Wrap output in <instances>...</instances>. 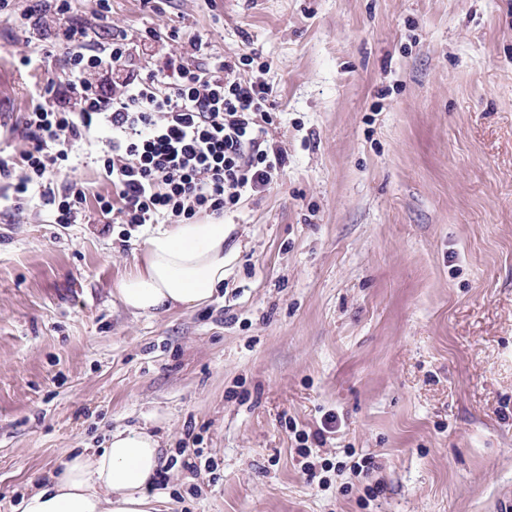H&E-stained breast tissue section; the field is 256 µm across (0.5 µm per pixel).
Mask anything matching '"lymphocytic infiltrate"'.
Instances as JSON below:
<instances>
[{"label": "lymphocytic infiltrate", "mask_w": 512, "mask_h": 512, "mask_svg": "<svg viewBox=\"0 0 512 512\" xmlns=\"http://www.w3.org/2000/svg\"><path fill=\"white\" fill-rule=\"evenodd\" d=\"M71 9V0H38L32 10L53 31L40 50L65 51V80L47 86L25 113L20 152L0 154V200L10 209L37 199L56 223H82L87 194L70 178L78 164L73 145L92 134L106 139L96 162L116 196L99 202L108 225L218 218L284 171L288 157L265 126L274 103L263 82L236 78L232 63L206 67L183 55L167 60L165 75L141 73L127 33L87 45Z\"/></svg>", "instance_id": "f902f5d3"}]
</instances>
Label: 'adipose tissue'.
<instances>
[{"label":"adipose tissue","mask_w":512,"mask_h":512,"mask_svg":"<svg viewBox=\"0 0 512 512\" xmlns=\"http://www.w3.org/2000/svg\"><path fill=\"white\" fill-rule=\"evenodd\" d=\"M230 225L170 224L153 231L142 258L117 285L136 316L204 304L224 284ZM164 464L160 439L147 429L115 428L102 450L79 453L22 499V512H153L150 490Z\"/></svg>","instance_id":"adipose-tissue-1"}]
</instances>
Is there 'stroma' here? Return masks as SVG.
<instances>
[{"label": "stroma", "mask_w": 512, "mask_h": 512, "mask_svg": "<svg viewBox=\"0 0 512 512\" xmlns=\"http://www.w3.org/2000/svg\"><path fill=\"white\" fill-rule=\"evenodd\" d=\"M35 5L0 17V150L64 78L59 51L18 65ZM110 5L72 20L144 69L254 55L288 163L225 210L223 288L157 317L117 298L152 228L100 224L97 141L88 223L0 209V512L118 426L161 438L159 512H512V0Z\"/></svg>", "instance_id": "35a3bbf8"}]
</instances>
